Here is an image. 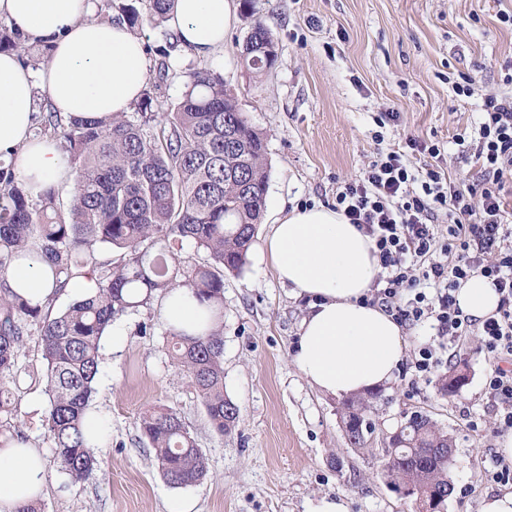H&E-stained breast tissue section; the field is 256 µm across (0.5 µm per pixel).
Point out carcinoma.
<instances>
[{
  "instance_id": "1",
  "label": "carcinoma",
  "mask_w": 512,
  "mask_h": 512,
  "mask_svg": "<svg viewBox=\"0 0 512 512\" xmlns=\"http://www.w3.org/2000/svg\"><path fill=\"white\" fill-rule=\"evenodd\" d=\"M141 7L105 4L101 19L114 18L133 29L143 19L160 26L171 0H139ZM165 45L154 81L132 112L101 119L42 116L38 137L59 142L74 173L68 200L51 189L34 200L10 167L0 165V447L23 440L14 422L17 379L13 371L30 323L38 324L46 361L44 394L48 399L46 434L53 465L72 482L89 478L99 460L86 434L85 419L96 393L100 342L119 317L148 305L155 293L186 288L216 308L215 323L204 336L174 329V359L186 371L216 431L230 433L238 405L224 394V336L220 323L224 271H241L255 242L265 208L269 162L267 141L240 112L223 76L196 68L187 73L186 90L158 119L153 89L167 81L170 51L177 36L164 32ZM270 38L256 26L243 44L248 67L260 75L274 67L256 42ZM45 58L48 48L27 45L17 30L0 27V50ZM233 131L237 143L224 140ZM189 242L206 251L210 263L186 270L172 264L174 246ZM120 253L119 261L102 252ZM42 263L54 282L44 307H33L10 290L3 275L16 262ZM96 277V291L66 309L51 307L69 284L86 274ZM465 376L439 379V390L453 395ZM381 391L350 395L340 402V422L347 444L364 448L376 427L365 428ZM140 439L153 449L159 469L172 485L201 482L206 457L172 407H154L139 420ZM453 439L431 417L413 412L385 437L384 471L396 489L417 488L436 507H444L454 486L448 462L439 454Z\"/></svg>"
}]
</instances>
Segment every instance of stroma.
Instances as JSON below:
<instances>
[{
  "mask_svg": "<svg viewBox=\"0 0 512 512\" xmlns=\"http://www.w3.org/2000/svg\"><path fill=\"white\" fill-rule=\"evenodd\" d=\"M235 18L214 59L179 48L168 81L156 92L161 107L178 100L185 73L207 68L223 76L250 124L267 139L266 207L245 267L224 274V391L240 407L235 429L216 432L186 372L172 356L162 300L124 315L114 325L120 342L104 335L97 394L91 408L104 420L96 450L101 465L75 483L53 466L45 435L48 400L39 381L45 364L37 325H30L17 379L18 425L48 459L41 512H167L174 496L194 512H314L324 497L346 512H418L414 498L393 489L383 471L382 439L405 414L421 411L453 434L449 467L454 493L444 512H481L504 487L483 476L499 453L496 409L486 399L487 362L477 336L456 347L450 364L466 382L448 397L437 377L413 380L410 360L435 334L430 323L404 327L405 356L384 401L372 414L376 437L350 448L337 412L338 397L308 383L290 361L307 304L282 284L263 244L271 221L304 206L336 204V189L359 179L378 152L400 151L411 169L427 155L408 149L417 138L444 148L449 177H479L471 142L487 95L512 96L505 62H512V0H235ZM273 35L274 67L257 78L242 61L255 24ZM470 96L457 95L460 77ZM465 144H458L457 135ZM171 406L197 440L208 475L175 487L139 439L146 410Z\"/></svg>",
  "mask_w": 512,
  "mask_h": 512,
  "instance_id": "1",
  "label": "stroma"
}]
</instances>
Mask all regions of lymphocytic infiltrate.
I'll return each mask as SVG.
<instances>
[{
	"mask_svg": "<svg viewBox=\"0 0 512 512\" xmlns=\"http://www.w3.org/2000/svg\"><path fill=\"white\" fill-rule=\"evenodd\" d=\"M431 158L424 174H414L397 151L380 154L363 178L341 184L336 209L370 236L381 271L367 297L402 323L434 319L439 341L421 347L412 361L416 377L442 365V353L466 336H479L488 362L484 394L498 412L496 433L512 432V225L506 220L503 191L512 181V97H487L475 141L482 180L454 182L437 165L438 145L421 146ZM448 217L440 235L439 213ZM490 279L500 299L495 314L477 325L463 316L455 293L472 275ZM434 282L435 297L420 291ZM413 299H405V292Z\"/></svg>",
	"mask_w": 512,
	"mask_h": 512,
	"instance_id": "lymphocytic-infiltrate-1",
	"label": "lymphocytic infiltrate"
}]
</instances>
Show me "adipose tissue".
<instances>
[{
    "mask_svg": "<svg viewBox=\"0 0 512 512\" xmlns=\"http://www.w3.org/2000/svg\"><path fill=\"white\" fill-rule=\"evenodd\" d=\"M92 11V0H0L1 20L28 43L49 48V61L39 70L17 53L0 52V160L12 163L35 197L71 187L74 179L57 142L33 133L39 97L62 115L100 118L131 111L148 80L151 61L143 41L126 25L93 19ZM233 18V0H174L166 23L193 55L211 58L223 51ZM264 249L278 278L309 301L290 353L298 372L333 396L390 382L405 341L391 315L363 300L379 272L372 239L342 213L319 205L277 217ZM6 279L33 306H44L53 292L36 262L13 265ZM456 298L476 324L499 302L489 280L477 274L462 282ZM163 317L194 336L213 322L211 307L185 289L166 297ZM45 480L46 463L30 444L0 448V512H22L39 498Z\"/></svg>",
    "mask_w": 512,
    "mask_h": 512,
    "instance_id": "1",
    "label": "adipose tissue"
}]
</instances>
